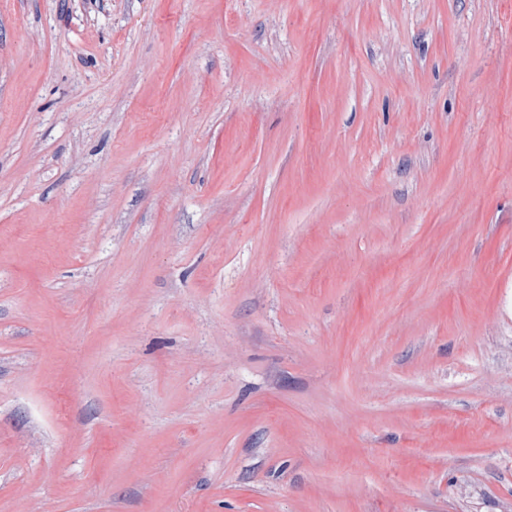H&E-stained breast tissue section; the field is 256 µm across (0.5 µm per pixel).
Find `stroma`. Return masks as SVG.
I'll return each mask as SVG.
<instances>
[{
  "mask_svg": "<svg viewBox=\"0 0 512 512\" xmlns=\"http://www.w3.org/2000/svg\"><path fill=\"white\" fill-rule=\"evenodd\" d=\"M512 512V0H0V512Z\"/></svg>",
  "mask_w": 512,
  "mask_h": 512,
  "instance_id": "stroma-1",
  "label": "stroma"
}]
</instances>
